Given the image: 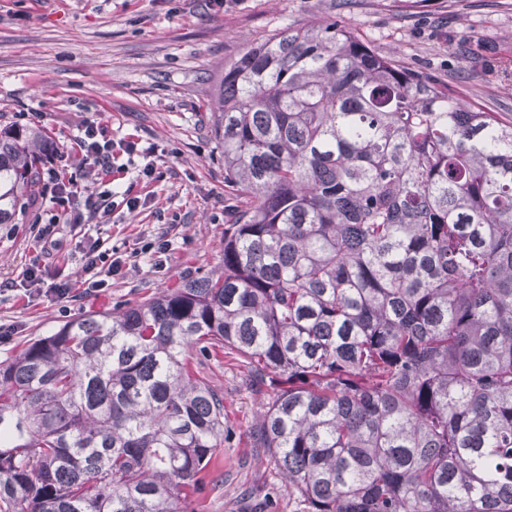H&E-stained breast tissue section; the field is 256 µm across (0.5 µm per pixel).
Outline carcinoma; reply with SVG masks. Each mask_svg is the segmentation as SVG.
I'll list each match as a JSON object with an SVG mask.
<instances>
[{
    "mask_svg": "<svg viewBox=\"0 0 512 512\" xmlns=\"http://www.w3.org/2000/svg\"><path fill=\"white\" fill-rule=\"evenodd\" d=\"M211 112L240 200L220 269L0 362V501L187 512L220 348L306 512H512V122L328 19L246 49ZM45 146L0 129V224Z\"/></svg>",
    "mask_w": 512,
    "mask_h": 512,
    "instance_id": "obj_1",
    "label": "carcinoma"
}]
</instances>
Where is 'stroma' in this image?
I'll return each mask as SVG.
<instances>
[{
	"mask_svg": "<svg viewBox=\"0 0 512 512\" xmlns=\"http://www.w3.org/2000/svg\"><path fill=\"white\" fill-rule=\"evenodd\" d=\"M333 19L375 52L448 84L460 97L512 121V0H0V127L40 124L83 192L99 191L96 171L73 150L85 120L113 139L158 146L159 179L120 182L151 207H116L109 223L58 224L56 250L42 252L39 199L16 224H0V361L30 340L87 314L135 305L183 280L218 269L224 226L238 199L224 184V157L211 132L218 81L246 48L282 28ZM162 236V261L134 255L140 237ZM127 258L123 276L100 290L74 288L60 301L32 293L33 260L52 283L75 278L87 238ZM208 363L224 388V446L190 494L189 512H304L275 463L253 447L250 430L265 399L242 383L245 365L218 350Z\"/></svg>",
	"mask_w": 512,
	"mask_h": 512,
	"instance_id": "35a3bbf8",
	"label": "stroma"
}]
</instances>
